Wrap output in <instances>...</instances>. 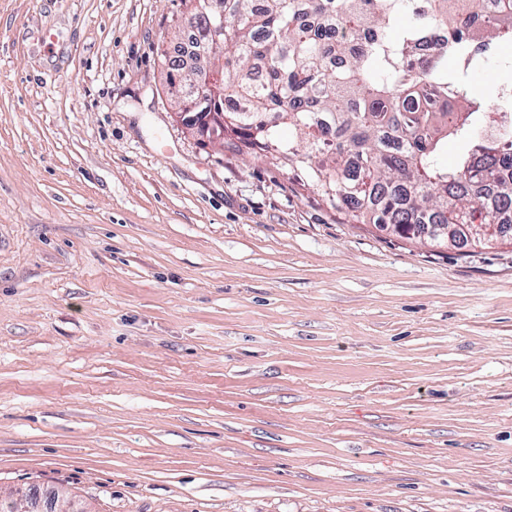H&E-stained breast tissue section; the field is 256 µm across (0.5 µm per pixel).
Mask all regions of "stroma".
I'll use <instances>...</instances> for the list:
<instances>
[{"instance_id":"35a3bbf8","label":"stroma","mask_w":512,"mask_h":512,"mask_svg":"<svg viewBox=\"0 0 512 512\" xmlns=\"http://www.w3.org/2000/svg\"><path fill=\"white\" fill-rule=\"evenodd\" d=\"M182 0H0V498L512 512V245L349 224L176 122Z\"/></svg>"}]
</instances>
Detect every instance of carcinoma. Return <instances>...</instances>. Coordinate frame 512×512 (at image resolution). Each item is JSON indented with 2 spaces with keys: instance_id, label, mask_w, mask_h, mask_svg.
Instances as JSON below:
<instances>
[{
  "instance_id": "cac0c4a2",
  "label": "carcinoma",
  "mask_w": 512,
  "mask_h": 512,
  "mask_svg": "<svg viewBox=\"0 0 512 512\" xmlns=\"http://www.w3.org/2000/svg\"><path fill=\"white\" fill-rule=\"evenodd\" d=\"M186 2L200 39L225 47L218 98L197 108L232 120L224 143L299 170L341 215L401 238L413 225L512 226V86L494 112L468 93L512 37V0H496L491 21L482 0ZM161 58L167 85L192 87L176 57ZM450 137L462 143L452 166ZM498 242L512 238L462 231L456 246Z\"/></svg>"
}]
</instances>
